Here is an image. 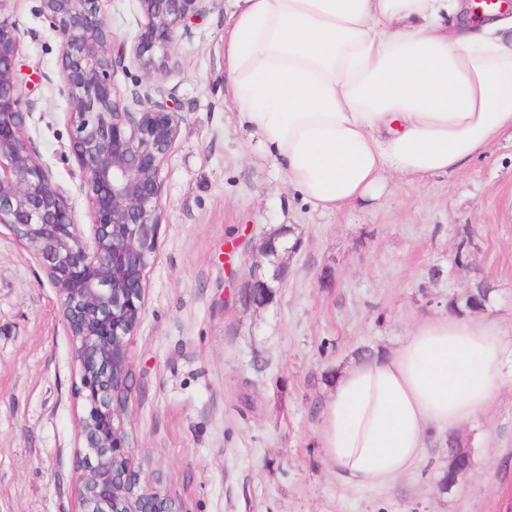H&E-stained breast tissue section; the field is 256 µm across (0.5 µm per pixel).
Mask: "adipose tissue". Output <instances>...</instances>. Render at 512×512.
Masks as SVG:
<instances>
[{"label": "adipose tissue", "mask_w": 512, "mask_h": 512, "mask_svg": "<svg viewBox=\"0 0 512 512\" xmlns=\"http://www.w3.org/2000/svg\"><path fill=\"white\" fill-rule=\"evenodd\" d=\"M224 100L303 200L341 212L462 170L512 133V14L467 0H234ZM512 356L496 323L451 314L339 373L318 441L344 483L388 486L478 420Z\"/></svg>", "instance_id": "1"}]
</instances>
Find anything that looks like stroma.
Returning <instances> with one entry per match:
<instances>
[{
    "label": "stroma",
    "instance_id": "stroma-1",
    "mask_svg": "<svg viewBox=\"0 0 512 512\" xmlns=\"http://www.w3.org/2000/svg\"><path fill=\"white\" fill-rule=\"evenodd\" d=\"M232 0L196 19L155 82L179 103L163 162L164 219L132 338L130 424L145 470L187 512H502L512 498V367L492 408L457 430L471 457L450 491L437 479L447 442L390 487L344 485L317 441L329 379L357 349H394L447 314L477 280L512 340V139L460 172L416 183L388 176L383 197L339 213L305 203L224 104V21ZM40 0H10L18 64L40 83L27 132L70 197L81 230L60 45ZM115 47L131 43L136 0H100ZM297 247L267 305L243 309L233 282L275 228ZM469 239L476 265L457 260ZM55 288L0 225V512H78L72 456L84 400Z\"/></svg>",
    "mask_w": 512,
    "mask_h": 512
}]
</instances>
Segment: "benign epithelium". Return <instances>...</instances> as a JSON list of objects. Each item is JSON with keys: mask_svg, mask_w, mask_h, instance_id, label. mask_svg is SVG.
Wrapping results in <instances>:
<instances>
[{"mask_svg": "<svg viewBox=\"0 0 512 512\" xmlns=\"http://www.w3.org/2000/svg\"><path fill=\"white\" fill-rule=\"evenodd\" d=\"M0 0V224L49 278L73 345L85 411L73 464L79 512H186L182 501L137 460L127 416L133 390L130 340L143 314L145 278L156 260L162 224L161 166L179 116L152 76L176 64L172 46L219 0H137L144 22L129 54L117 53L99 0H41L61 45L60 93L69 106L70 149L89 204L90 240L81 235L66 191L53 181L26 135L33 105L20 77L21 30ZM136 65L145 74L133 110L117 97L113 74ZM287 231L264 237L239 288L279 280L295 247Z\"/></svg>", "mask_w": 512, "mask_h": 512, "instance_id": "1", "label": "benign epithelium"}]
</instances>
